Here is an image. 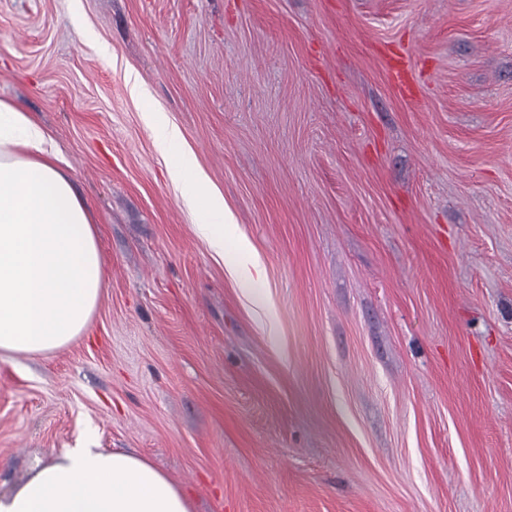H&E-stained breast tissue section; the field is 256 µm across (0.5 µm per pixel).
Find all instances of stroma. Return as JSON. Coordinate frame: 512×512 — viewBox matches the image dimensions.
Instances as JSON below:
<instances>
[{
	"label": "stroma",
	"instance_id": "1",
	"mask_svg": "<svg viewBox=\"0 0 512 512\" xmlns=\"http://www.w3.org/2000/svg\"><path fill=\"white\" fill-rule=\"evenodd\" d=\"M0 99L106 263L86 335L0 356L1 493L87 444L194 512H512V0H0ZM150 109L234 215L223 257Z\"/></svg>",
	"mask_w": 512,
	"mask_h": 512
}]
</instances>
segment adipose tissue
<instances>
[{
  "label": "adipose tissue",
  "instance_id": "obj_1",
  "mask_svg": "<svg viewBox=\"0 0 512 512\" xmlns=\"http://www.w3.org/2000/svg\"><path fill=\"white\" fill-rule=\"evenodd\" d=\"M171 182L197 215L198 235L224 254L232 223L182 132L164 113L146 112ZM52 139L0 100V355L39 356L66 348L88 328L105 280L104 258L87 207L59 169ZM190 498L136 455L102 448L52 453L0 512H192Z\"/></svg>",
  "mask_w": 512,
  "mask_h": 512
}]
</instances>
